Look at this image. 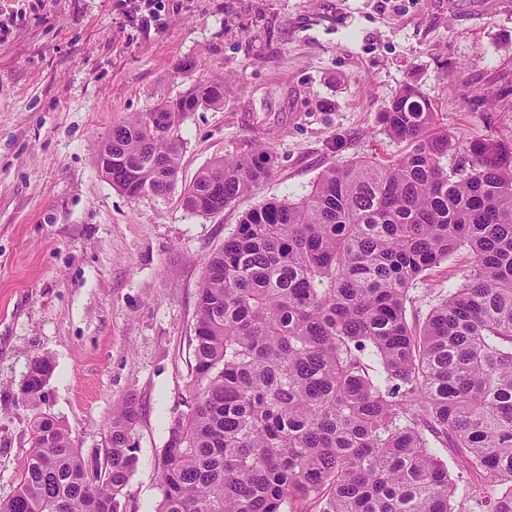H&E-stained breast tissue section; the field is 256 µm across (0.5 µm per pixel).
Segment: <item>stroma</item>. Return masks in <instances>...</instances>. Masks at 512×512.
<instances>
[{"label": "stroma", "mask_w": 512, "mask_h": 512, "mask_svg": "<svg viewBox=\"0 0 512 512\" xmlns=\"http://www.w3.org/2000/svg\"><path fill=\"white\" fill-rule=\"evenodd\" d=\"M0 0V497L28 448L21 383L53 372L44 405L84 455H103L115 404L139 403L138 464L120 512H155L158 459L183 410L197 293L242 215L307 194L328 166L404 146L379 114L408 83L453 140L512 143V0ZM196 59L197 65L184 63ZM220 77L224 104L180 125V184L264 143L276 159L253 192L212 215L179 193L131 198L97 165L108 130ZM428 271L407 320L461 281Z\"/></svg>", "instance_id": "obj_1"}]
</instances>
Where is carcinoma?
<instances>
[{"instance_id":"carcinoma-1","label":"carcinoma","mask_w":512,"mask_h":512,"mask_svg":"<svg viewBox=\"0 0 512 512\" xmlns=\"http://www.w3.org/2000/svg\"><path fill=\"white\" fill-rule=\"evenodd\" d=\"M224 104V79L135 112L98 161L133 198L177 184L178 113ZM399 157L327 167L300 198L245 212L206 262L189 398L160 451L155 512H512V145L456 149L435 106L406 84L382 113ZM273 171L265 146L215 159L184 188L212 215ZM463 253V282L412 326L426 272ZM51 361L21 393L45 403ZM139 407L113 408L103 458L41 411L0 512H119L138 463ZM457 455V475L439 449Z\"/></svg>"}]
</instances>
